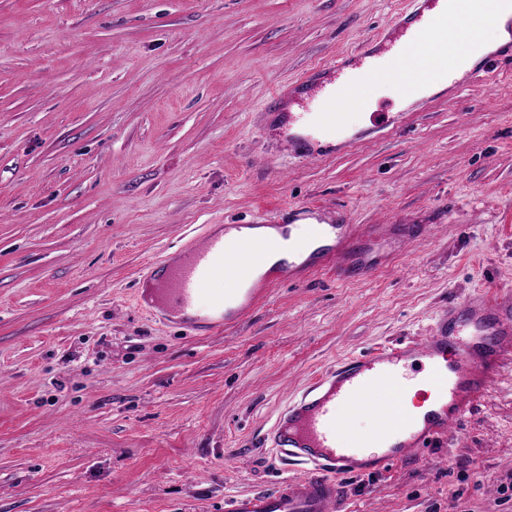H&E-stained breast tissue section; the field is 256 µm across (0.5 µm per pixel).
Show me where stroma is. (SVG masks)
<instances>
[{"label": "stroma", "mask_w": 512, "mask_h": 512, "mask_svg": "<svg viewBox=\"0 0 512 512\" xmlns=\"http://www.w3.org/2000/svg\"><path fill=\"white\" fill-rule=\"evenodd\" d=\"M408 3L0 0V512H224L301 475L266 436L315 376L512 300V59L380 98L346 147L278 129L276 89ZM286 203L345 248L212 333L136 305L150 262ZM341 483L343 512H512V347L446 434Z\"/></svg>", "instance_id": "35a3bbf8"}]
</instances>
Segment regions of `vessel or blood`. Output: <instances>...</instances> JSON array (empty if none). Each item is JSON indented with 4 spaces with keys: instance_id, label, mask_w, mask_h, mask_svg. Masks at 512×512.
Wrapping results in <instances>:
<instances>
[{
    "instance_id": "b4317fda",
    "label": "vessel or blood",
    "mask_w": 512,
    "mask_h": 512,
    "mask_svg": "<svg viewBox=\"0 0 512 512\" xmlns=\"http://www.w3.org/2000/svg\"><path fill=\"white\" fill-rule=\"evenodd\" d=\"M448 6L449 0H415L412 7L395 14L366 52L375 66L317 102V127L346 128V106L381 84L403 98L433 79L431 58L420 54L418 47L427 28L441 30L449 17ZM348 231L344 224L308 226L300 229L294 242L303 251L314 236L330 233L339 245L345 243ZM276 246L269 238L209 234L179 260L152 264L158 291H139L138 299L152 309L160 300L176 297L173 317L183 328L192 332L219 327L232 320L238 306L247 305L255 291L247 289L233 308L217 281L225 276L248 280ZM511 340L512 303L480 295L444 310L425 345L401 343L372 350L322 375L288 407L272 437L281 457L306 466V475L283 479L269 490L227 498L224 512H334L343 499L340 476L368 465L386 468L408 449L425 447L446 433L498 367L499 351ZM414 356L428 361L424 381L443 400L438 409L421 417L403 403L417 380L407 365ZM373 398L378 401L374 427L348 428V421Z\"/></svg>"
}]
</instances>
